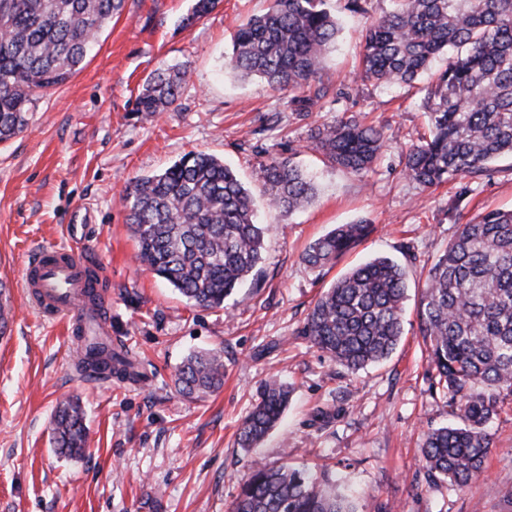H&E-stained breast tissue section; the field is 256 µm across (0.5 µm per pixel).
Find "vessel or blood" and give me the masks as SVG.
Segmentation results:
<instances>
[{
    "label": "vessel or blood",
    "instance_id": "1",
    "mask_svg": "<svg viewBox=\"0 0 512 512\" xmlns=\"http://www.w3.org/2000/svg\"><path fill=\"white\" fill-rule=\"evenodd\" d=\"M28 294L38 307L55 318L65 319L72 335L102 336L106 322L89 306L100 284L96 267L72 247H42L24 268Z\"/></svg>",
    "mask_w": 512,
    "mask_h": 512
}]
</instances>
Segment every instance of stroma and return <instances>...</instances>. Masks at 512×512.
Masks as SVG:
<instances>
[{"label":"stroma","instance_id":"obj_1","mask_svg":"<svg viewBox=\"0 0 512 512\" xmlns=\"http://www.w3.org/2000/svg\"><path fill=\"white\" fill-rule=\"evenodd\" d=\"M191 0H125L82 69L40 96L27 129L0 143V284L13 317L0 337V512H227L254 462L304 465L341 481L359 512H512V404L490 423L484 475L463 490L428 476L422 436L457 423L418 332L429 268L459 224L487 209H512V159L489 165L466 186L425 188L404 172L407 150L428 133L418 86H374L356 78L360 29L391 0H367V17H343L324 60L331 88L320 108L301 114L287 95L257 78L224 71L236 27L269 0H219L192 27ZM187 65L178 101L149 115L136 108L157 68ZM357 117L388 140L372 171L352 174L308 149L311 128ZM224 159L253 196L267 157L293 153L318 185L315 202L284 215L260 209L266 224L258 279L223 308L182 297L135 260L122 200L134 177L158 172L184 153ZM87 211L113 350L136 365L138 380L90 378L76 365L75 337L42 315L23 285L33 248L70 243L68 223ZM365 219L374 233L323 274L301 260L336 225ZM389 256L405 269V331L391 356L352 374L302 328L319 294L350 268ZM224 352V385L202 400L174 383L193 352ZM294 389L279 425L256 448L237 443L260 385ZM80 401L89 430L84 457L51 443L56 407Z\"/></svg>","mask_w":512,"mask_h":512}]
</instances>
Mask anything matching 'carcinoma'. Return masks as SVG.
<instances>
[{
	"label": "carcinoma",
	"mask_w": 512,
	"mask_h": 512,
	"mask_svg": "<svg viewBox=\"0 0 512 512\" xmlns=\"http://www.w3.org/2000/svg\"><path fill=\"white\" fill-rule=\"evenodd\" d=\"M124 0H0V143L22 133L37 97L66 82L99 33L121 13ZM218 0H194L187 27ZM340 24L327 0H270L267 11L238 25L224 54V71L259 77L288 94L293 112H309L329 93L322 61ZM358 77L379 86L411 84L434 61L448 60L424 88L429 137L412 145L404 173L428 187L468 178L512 156V0H394L388 14L364 23ZM188 69H156L137 99V111L160 112L181 96ZM387 140L380 128L340 119L311 129L310 144L324 160L360 175L370 171ZM267 205L285 214L309 207L317 188L291 157L271 156L256 173ZM137 258L183 297L221 308L258 272L265 227L253 199L224 161L190 151L169 167L137 177L124 189ZM374 226L339 224L314 240L302 260L314 272L362 243ZM419 333L442 389L458 400L462 424L428 430V474L464 488L485 472L492 447L490 421L512 401V210H491L457 227L429 268ZM406 274L387 256L361 263L316 300L302 333L336 364L354 373L387 359L404 334ZM82 371L133 379V364L95 336L78 356ZM179 393L203 399L224 385V351L189 355L175 378ZM292 389L261 385L238 434L257 446L280 422ZM57 452H86L80 405H59L52 421ZM228 512H358L331 479L304 468L253 465Z\"/></svg>",
	"instance_id": "carcinoma-1"
}]
</instances>
